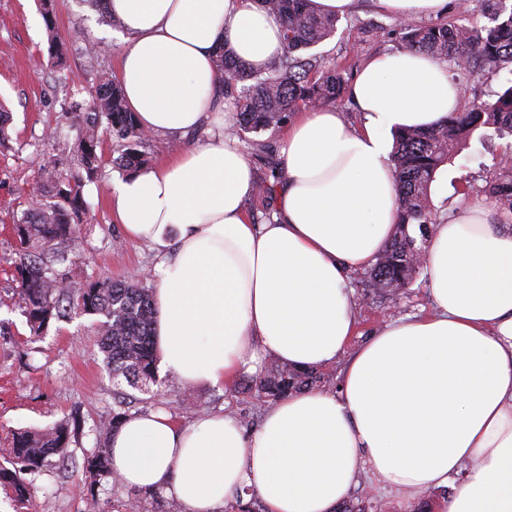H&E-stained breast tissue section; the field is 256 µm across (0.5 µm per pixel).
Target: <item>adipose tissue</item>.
Returning a JSON list of instances; mask_svg holds the SVG:
<instances>
[{
    "mask_svg": "<svg viewBox=\"0 0 512 512\" xmlns=\"http://www.w3.org/2000/svg\"><path fill=\"white\" fill-rule=\"evenodd\" d=\"M128 42L118 81L140 128L174 136L213 121L206 141L112 183L124 236L151 246L154 340L184 386L228 387L265 359L340 364L336 390L269 405L245 432L230 414L178 425L163 412L112 432V469L182 512L228 494L267 512H334L361 474L408 503L459 478L435 512H512V232L478 206L435 225L423 257L432 311L384 324L351 347L349 271L375 262L398 222L390 132L458 110L448 66L422 54L372 57L350 88L363 114L309 108L288 126L271 221L244 208L251 165L224 114L222 50L260 66L281 26L255 0H106Z\"/></svg>",
    "mask_w": 512,
    "mask_h": 512,
    "instance_id": "1",
    "label": "adipose tissue"
}]
</instances>
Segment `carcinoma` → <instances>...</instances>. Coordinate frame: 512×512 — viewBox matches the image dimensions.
Wrapping results in <instances>:
<instances>
[{
    "mask_svg": "<svg viewBox=\"0 0 512 512\" xmlns=\"http://www.w3.org/2000/svg\"><path fill=\"white\" fill-rule=\"evenodd\" d=\"M279 17L283 25L284 51L263 67L252 69L225 51L217 59L224 74V99L236 114L231 126L235 134L260 133L284 124L288 115L301 106L322 107L339 100L345 79L322 56L306 54L332 37L338 19L316 14L308 0H258ZM504 0H475L472 13L491 16L492 24L460 25L454 21L419 26L401 21L408 30L405 50L423 53L453 64L455 74L467 80L482 68L499 71L512 68V10L502 7ZM60 0H40L48 39L59 54L63 43L55 30ZM72 121L84 133L76 148L77 173L67 175L54 166L43 168L40 181L31 191L33 208L26 219L15 225L19 240L16 270L20 280L19 299L27 324L35 336L53 321L70 317L73 307L99 315L100 348L112 377L124 378L131 386L157 379L158 355L153 340L155 308L152 293L135 283L102 280L69 291L59 278L55 265L68 259L76 229L85 211L81 196L82 181H92L101 167L103 130L117 140L121 153L112 165L133 171L144 164L141 148L148 140L133 115L126 109L121 86L106 72L99 74L91 99L70 102ZM483 127L512 133V79L495 99L474 104L465 112H454L440 123L423 128L395 131L391 156L398 186L399 222L383 254L368 271V283L391 300L398 298L416 272L411 266L414 253L425 252V242L410 234L409 227L424 229L431 223L428 191L448 155L464 137ZM491 195L503 216L512 219V168L497 161ZM317 381L312 369L294 370L275 366L255 382L257 398L276 402L292 392L306 389ZM71 430L65 423L37 430L14 433L9 466L0 465V484L13 489L15 499L31 497L33 481L28 476L53 464L66 466L70 454ZM92 479L119 484L112 472L109 449L100 448L84 459ZM97 512H142L138 500L128 499L106 507L91 496ZM228 512H265L259 501L243 502L241 495L228 501Z\"/></svg>",
    "mask_w": 512,
    "mask_h": 512,
    "instance_id": "carcinoma-1",
    "label": "carcinoma"
}]
</instances>
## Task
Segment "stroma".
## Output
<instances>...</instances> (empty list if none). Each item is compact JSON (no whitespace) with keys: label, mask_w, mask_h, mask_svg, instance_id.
<instances>
[{"label":"stroma","mask_w":512,"mask_h":512,"mask_svg":"<svg viewBox=\"0 0 512 512\" xmlns=\"http://www.w3.org/2000/svg\"><path fill=\"white\" fill-rule=\"evenodd\" d=\"M56 27L65 43L60 64L49 54L37 0H0V107L11 116L7 137L0 143V464L7 461L15 431L43 428L75 415L81 425L70 445L72 464L45 469L34 481L32 497L23 503L10 489L0 487V512H89L83 491L90 477L83 462L87 454L108 446L110 437L99 432L98 425L117 409L118 396L129 397L130 414L163 411L183 424L202 412L224 409L248 430L258 426L265 408L248 378L230 390L193 388L180 398L169 394L175 378L168 372H159L145 391L113 380L99 351L100 319L95 315L76 311L67 320L51 322L43 335L31 334L19 306L14 226L32 205L29 191L43 166L53 163L73 172L67 147L77 141L81 129L66 115L69 99H89L98 71L117 74L127 43L126 32L104 22L88 0H67ZM403 37L397 17L373 7L371 0H359L351 14L340 17L335 36L317 51L350 82L371 56L403 49ZM90 41L102 47L95 62L86 53ZM50 127L57 129V140L46 138ZM238 144L253 164L256 181H279L283 128L245 134ZM116 149L111 138H104L101 171L95 181L81 187L87 212L69 261L59 267L74 288L103 279L153 286V252L147 244L125 239L108 205L111 181L122 175L111 163ZM511 149L512 136L491 129L478 130L462 142L430 188L433 222L447 223L481 205L489 210L493 224L507 229L489 187L495 160ZM428 283L427 268H419L393 305L369 288L365 271L350 272L347 288L358 333L366 336L384 321L428 313Z\"/></svg>","instance_id":"obj_1"}]
</instances>
